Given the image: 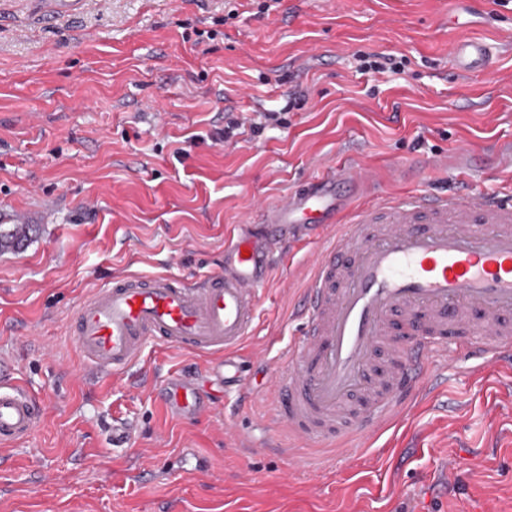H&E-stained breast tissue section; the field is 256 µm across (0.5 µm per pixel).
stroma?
I'll return each instance as SVG.
<instances>
[{
  "label": "stroma",
  "instance_id": "obj_1",
  "mask_svg": "<svg viewBox=\"0 0 512 512\" xmlns=\"http://www.w3.org/2000/svg\"><path fill=\"white\" fill-rule=\"evenodd\" d=\"M463 34L500 44L492 72H455ZM360 51L406 65L374 77ZM231 112L253 127L215 140ZM509 142L512 0H0V207L35 225L0 250V358L44 406L0 454V512H512V369L450 354L433 399L342 451L276 419L267 378L288 372L323 240L289 250L257 293L251 402L213 384L206 357L154 345L112 377L67 339L92 289L207 275L234 225L329 167L367 171L371 200L503 193L512 172L433 161ZM175 372L221 413L172 419L154 387ZM120 419L135 431L122 450Z\"/></svg>",
  "mask_w": 512,
  "mask_h": 512
}]
</instances>
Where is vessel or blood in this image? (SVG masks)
I'll use <instances>...</instances> for the list:
<instances>
[{
    "label": "vessel or blood",
    "instance_id": "1",
    "mask_svg": "<svg viewBox=\"0 0 512 512\" xmlns=\"http://www.w3.org/2000/svg\"><path fill=\"white\" fill-rule=\"evenodd\" d=\"M462 74L493 68V44L449 46ZM367 182L333 168L264 206L259 223L235 225L224 265L187 284L167 275L112 279L78 306L70 341L91 371L119 374L152 343L210 355L209 372L245 389L238 349L253 331L256 291L288 239L324 235L300 298L303 338L291 370L271 379L279 418L301 439L337 446L370 438L432 394L448 345L475 373L512 362V196L422 193L358 206ZM157 393L169 415L217 411L193 383L169 375ZM36 399L0 365V446L29 437Z\"/></svg>",
    "mask_w": 512,
    "mask_h": 512
}]
</instances>
